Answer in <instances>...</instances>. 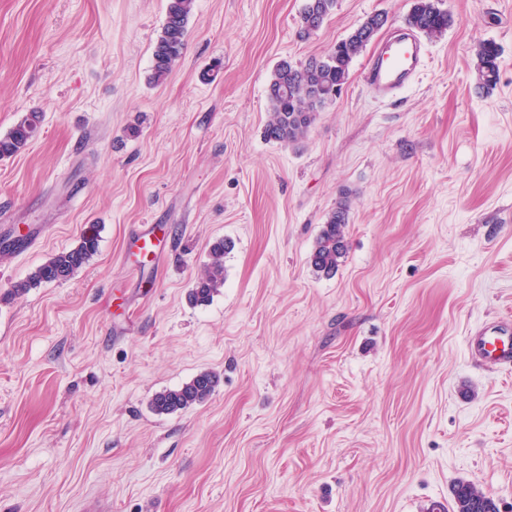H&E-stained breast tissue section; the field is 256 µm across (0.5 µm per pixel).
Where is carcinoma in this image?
I'll return each mask as SVG.
<instances>
[{"instance_id": "obj_1", "label": "carcinoma", "mask_w": 512, "mask_h": 512, "mask_svg": "<svg viewBox=\"0 0 512 512\" xmlns=\"http://www.w3.org/2000/svg\"><path fill=\"white\" fill-rule=\"evenodd\" d=\"M195 0H166V17L161 33L153 47V76L156 82L164 80L182 56L188 35V22ZM335 7V0H306L300 14L299 36L305 38L317 31ZM387 16L377 13L369 16L358 28L336 44L320 59L312 58L296 68L284 61L274 71L268 88L271 112L265 127L269 140L296 144L308 134L315 120V112L333 99L349 75L354 57L374 39L386 25ZM450 23L448 12L439 7L438 0H414L405 24L413 30L436 37ZM479 78L486 87L495 85L499 75L500 49L493 41H485L477 51ZM43 122V114L26 113L10 130L0 137V157H10L26 149ZM349 202H336L323 224L311 264L326 275L336 272L347 254L345 229L349 223ZM98 226L85 227L78 244L66 251L51 255L23 280L14 282L3 299H17L43 283L60 282L72 277L98 249ZM227 243L220 240L210 249L211 261L189 292V300L201 305L211 301L224 285V251ZM219 383L216 374L202 372L177 389L157 393L153 409L173 413L203 403ZM453 512H498L494 500L470 481H459L453 487Z\"/></svg>"}]
</instances>
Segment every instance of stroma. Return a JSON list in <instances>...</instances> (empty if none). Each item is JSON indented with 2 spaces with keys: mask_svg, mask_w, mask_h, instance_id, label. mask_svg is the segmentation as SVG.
<instances>
[{
  "mask_svg": "<svg viewBox=\"0 0 512 512\" xmlns=\"http://www.w3.org/2000/svg\"><path fill=\"white\" fill-rule=\"evenodd\" d=\"M304 3L195 0L157 83L166 0H0V135L44 115L0 158V225L44 227L0 254V294L100 227L71 278L0 301V512H445L461 480L512 512V371L468 344L512 318V0H441L451 23L397 101L367 92L361 52L283 145L276 67L413 0H336L302 40ZM343 196L326 275L310 255ZM151 226L159 265L130 245ZM219 240L224 285L191 304ZM204 371L207 401L152 410ZM477 57L479 78L483 85H495L499 75V46L493 41H485L479 45ZM41 112H27L10 130L0 137V157H10L26 149L43 122ZM349 209L348 200L339 199L336 208L328 214L316 240L311 264L315 270L326 275L336 273L347 254L345 229L349 223Z\"/></svg>",
  "mask_w": 512,
  "mask_h": 512,
  "instance_id": "stroma-1",
  "label": "stroma"
}]
</instances>
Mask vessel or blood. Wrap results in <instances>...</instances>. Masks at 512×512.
<instances>
[{
    "mask_svg": "<svg viewBox=\"0 0 512 512\" xmlns=\"http://www.w3.org/2000/svg\"><path fill=\"white\" fill-rule=\"evenodd\" d=\"M420 39L401 28L381 42L370 56L363 82L376 98L390 100L413 83L425 65ZM477 361L495 370L512 369V325L496 321L478 328L470 338Z\"/></svg>",
    "mask_w": 512,
    "mask_h": 512,
    "instance_id": "vessel-or-blood-1",
    "label": "vessel or blood"
}]
</instances>
